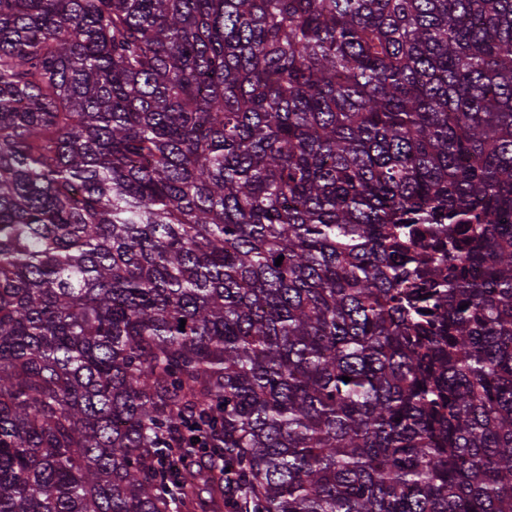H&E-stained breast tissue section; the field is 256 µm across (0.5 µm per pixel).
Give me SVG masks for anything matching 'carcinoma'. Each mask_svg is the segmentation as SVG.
Instances as JSON below:
<instances>
[{
    "label": "carcinoma",
    "mask_w": 512,
    "mask_h": 512,
    "mask_svg": "<svg viewBox=\"0 0 512 512\" xmlns=\"http://www.w3.org/2000/svg\"><path fill=\"white\" fill-rule=\"evenodd\" d=\"M511 211L512 0H0V512H512Z\"/></svg>",
    "instance_id": "obj_1"
}]
</instances>
